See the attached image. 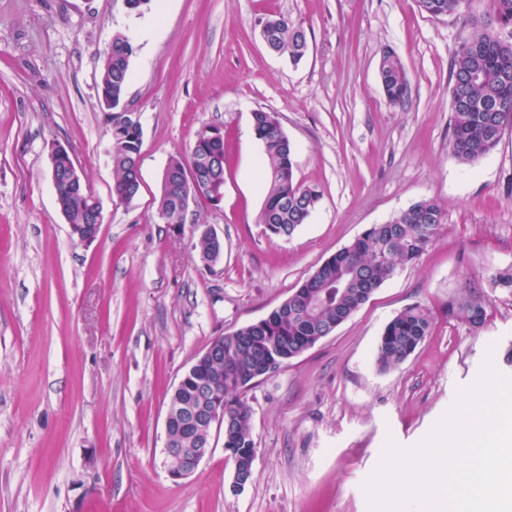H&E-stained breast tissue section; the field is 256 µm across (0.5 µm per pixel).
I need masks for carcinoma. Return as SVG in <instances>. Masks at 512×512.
I'll return each mask as SVG.
<instances>
[{
	"label": "carcinoma",
	"mask_w": 512,
	"mask_h": 512,
	"mask_svg": "<svg viewBox=\"0 0 512 512\" xmlns=\"http://www.w3.org/2000/svg\"><path fill=\"white\" fill-rule=\"evenodd\" d=\"M479 0H416L419 10L430 16L455 15L474 28L462 39L450 68L451 155L470 165L492 153L506 127L512 126V0H491L492 12L481 14ZM267 47L294 62L308 50L306 30L291 18L278 14L262 30ZM110 51L102 56L100 86L106 97L102 106L112 112L111 156L114 172L112 195L139 193L135 166L140 164L143 137L128 123L125 102L130 63L136 53L131 39L121 30L112 34ZM379 72L387 101L396 106L409 96L404 68L391 48L383 50ZM252 133L264 149L267 192L257 223L270 239L291 236L307 223L321 198L315 185H305L294 176L293 148L274 115L254 111ZM195 189L207 199L224 192V139L204 136L194 140L187 156L170 157L162 178L158 215L163 223L180 229L187 214L179 201L188 175ZM57 203L69 224L88 223L89 194L66 184L58 189ZM443 210L432 200L419 201L383 224H372L350 245L325 260L279 307L265 318L224 335V359L234 366L209 363L192 375L194 384H207L224 395V450L234 461L249 459L254 449L248 391L265 374L256 370L255 359L264 357L277 370L331 334L351 317L397 269L416 262L443 226ZM195 248L202 259L211 260L222 245L208 237L198 238ZM487 301L481 293L469 292L448 302L450 317L472 327L483 325ZM428 308L412 305L385 325L374 347L378 370L402 365L431 334Z\"/></svg>",
	"instance_id": "obj_1"
}]
</instances>
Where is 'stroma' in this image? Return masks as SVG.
<instances>
[{"label": "stroma", "instance_id": "stroma-1", "mask_svg": "<svg viewBox=\"0 0 512 512\" xmlns=\"http://www.w3.org/2000/svg\"><path fill=\"white\" fill-rule=\"evenodd\" d=\"M302 24L297 64L270 53L272 15ZM137 51L126 101L143 126L140 190L112 195L111 126L99 103L100 54L115 30ZM469 33L415 0H0V512H367L361 484L386 438L410 446L476 378L486 349L512 375V128L471 166L449 154V69ZM392 47L411 92L384 95ZM275 115L297 180L322 197L307 224L271 240L251 114ZM224 130V198L189 204L179 230L157 215L170 156L197 130ZM68 149L102 207L97 238L74 243L51 181ZM430 199L443 229L420 260L348 320L248 392L254 476L231 488L224 428L197 472L171 479L165 418L181 376L214 337L265 318L368 226ZM224 254L207 266L194 225ZM477 289L487 318L448 315ZM433 329L399 368L373 350L407 306Z\"/></svg>", "mask_w": 512, "mask_h": 512}]
</instances>
